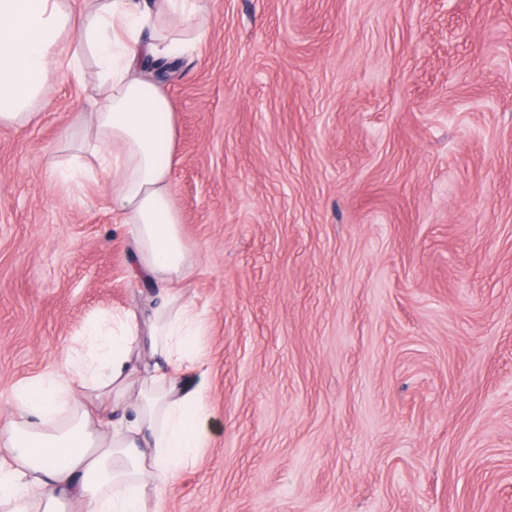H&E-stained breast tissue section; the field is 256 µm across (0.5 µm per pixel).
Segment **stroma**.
<instances>
[{
	"label": "stroma",
	"mask_w": 512,
	"mask_h": 512,
	"mask_svg": "<svg viewBox=\"0 0 512 512\" xmlns=\"http://www.w3.org/2000/svg\"><path fill=\"white\" fill-rule=\"evenodd\" d=\"M162 84L209 439L163 512H512V0H206ZM85 91L0 126V421L144 306Z\"/></svg>",
	"instance_id": "35a3bbf8"
}]
</instances>
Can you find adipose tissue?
I'll use <instances>...</instances> for the list:
<instances>
[{"instance_id": "obj_1", "label": "adipose tissue", "mask_w": 512, "mask_h": 512, "mask_svg": "<svg viewBox=\"0 0 512 512\" xmlns=\"http://www.w3.org/2000/svg\"><path fill=\"white\" fill-rule=\"evenodd\" d=\"M203 0H95L75 17L70 0H0V125L34 123L41 76L84 81L91 58L103 93L53 173L104 179L133 234V274L154 286L150 311L105 315L62 367L20 385L0 424V512H163L160 488L195 468L209 437L200 338L203 321L181 292L195 271L173 189L171 103L141 74L199 43Z\"/></svg>"}]
</instances>
